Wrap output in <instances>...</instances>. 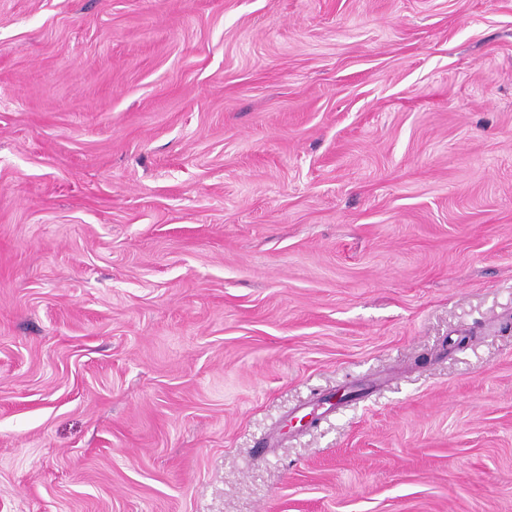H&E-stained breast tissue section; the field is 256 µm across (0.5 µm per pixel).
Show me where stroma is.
I'll list each match as a JSON object with an SVG mask.
<instances>
[{"instance_id": "stroma-1", "label": "stroma", "mask_w": 512, "mask_h": 512, "mask_svg": "<svg viewBox=\"0 0 512 512\" xmlns=\"http://www.w3.org/2000/svg\"><path fill=\"white\" fill-rule=\"evenodd\" d=\"M0 512H512V0H0Z\"/></svg>"}]
</instances>
